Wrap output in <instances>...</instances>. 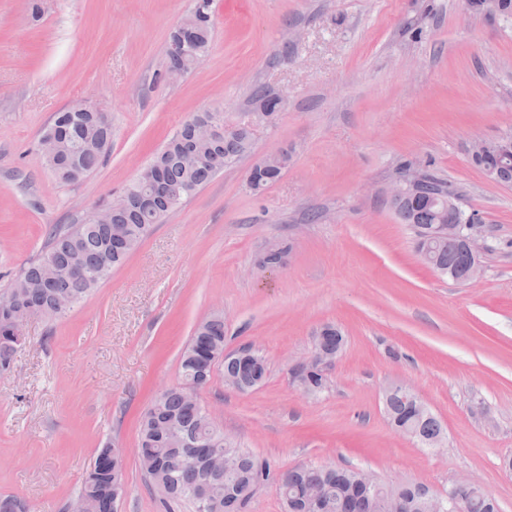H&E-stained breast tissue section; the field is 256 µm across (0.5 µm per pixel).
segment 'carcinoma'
Here are the masks:
<instances>
[{"mask_svg": "<svg viewBox=\"0 0 512 512\" xmlns=\"http://www.w3.org/2000/svg\"><path fill=\"white\" fill-rule=\"evenodd\" d=\"M211 2L196 0L193 10L183 20L194 31V39L182 52L166 53V66H176L186 73L208 54ZM252 101L269 118L281 104L277 94L263 87L254 91ZM46 132L53 134L58 143L53 166L55 177L63 183L76 182L93 172L105 153L106 141L112 137L107 115L66 109L54 115ZM251 149V129L241 126L231 138L221 134L209 149L194 156L190 125L185 122L157 154L151 169L120 192L127 205L113 212L112 223L94 224L85 218L78 224L54 227L41 258L23 267L6 294L0 296V372L11 368L18 349L10 333L14 322L26 315L47 319L64 317L109 278L112 270L125 263L154 225L161 223L224 166L249 154ZM289 161L286 151L267 156L265 169L250 171V188L259 191L278 180ZM392 204L400 221L414 230L416 250L428 266L438 274L450 269L464 271L468 257L462 245L428 235V230L436 224L460 223L464 212L452 214L440 203L415 201L408 196H397ZM46 268L56 274L50 285L43 278ZM344 345L345 336L333 326L321 329L314 340L317 349L331 355ZM218 368L224 370V382L233 383L239 391L258 386L267 371L260 356L247 362L224 358V314L214 311L196 325L181 352V382L156 396L141 421L138 458L151 463L146 471L150 480L169 483L171 491L169 498L162 501L164 507L187 501L194 505L195 512H236L235 504L250 506L256 490L273 483L285 512H303L306 509L303 497L310 488L321 493L320 512H337L343 498L361 493L360 472L354 468L299 465L278 472L268 461L233 445L224 436L222 427L210 423L202 403L193 404L185 396L188 389L205 388ZM384 404L391 423L406 433H415L429 443L445 437L441 421L407 394L391 389L384 397ZM225 453L235 456V469L230 473L212 470L208 458ZM117 466H123V456L116 445L106 444L97 450L78 492V496L86 499L87 512H117L116 503L125 492L124 484L115 481ZM199 488L208 491L205 505L195 496ZM420 490L422 486L414 484L399 488L407 512H424L426 503ZM392 493V487L380 484L364 496L362 512H391ZM456 501L458 505L453 512H498L493 500L481 490H460Z\"/></svg>", "mask_w": 512, "mask_h": 512, "instance_id": "carcinoma-1", "label": "carcinoma"}]
</instances>
